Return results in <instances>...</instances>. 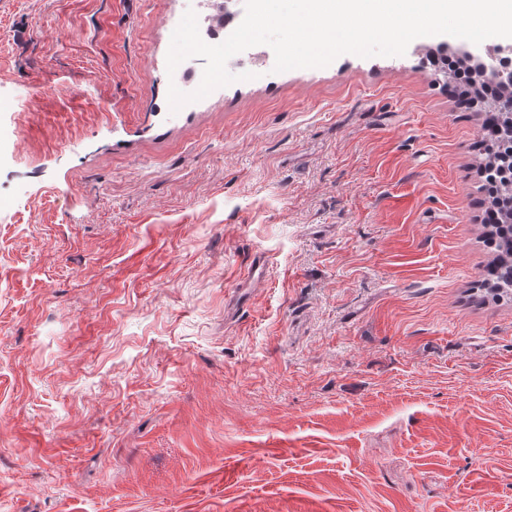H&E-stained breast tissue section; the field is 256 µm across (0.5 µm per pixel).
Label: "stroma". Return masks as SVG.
I'll return each instance as SVG.
<instances>
[{"mask_svg":"<svg viewBox=\"0 0 512 512\" xmlns=\"http://www.w3.org/2000/svg\"><path fill=\"white\" fill-rule=\"evenodd\" d=\"M189 7L0 0V512H512L458 38L174 113Z\"/></svg>","mask_w":512,"mask_h":512,"instance_id":"stroma-1","label":"stroma"}]
</instances>
